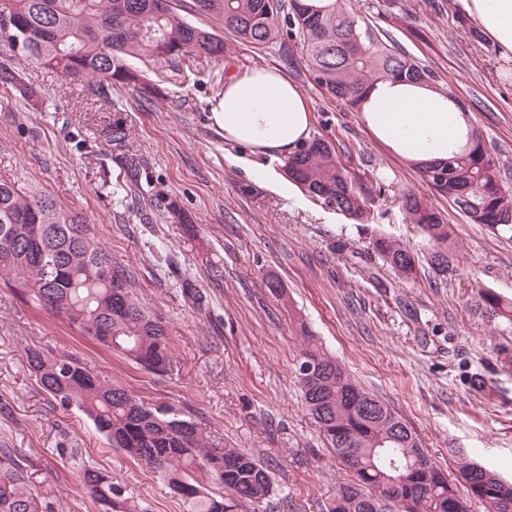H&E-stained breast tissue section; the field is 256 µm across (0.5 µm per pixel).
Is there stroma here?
I'll return each instance as SVG.
<instances>
[{"instance_id": "35a3bbf8", "label": "stroma", "mask_w": 512, "mask_h": 512, "mask_svg": "<svg viewBox=\"0 0 512 512\" xmlns=\"http://www.w3.org/2000/svg\"><path fill=\"white\" fill-rule=\"evenodd\" d=\"M425 59L484 135L512 183V72L462 15L458 0H341ZM275 69L307 99L312 135L347 146L353 176H385L443 210L460 262L448 275L427 263L429 246L405 223L392 194L376 197L377 218L359 224L322 207L269 163L270 178L245 167L260 154L225 140L210 107L239 62ZM37 91L38 107L0 86V176L34 184L66 209L85 214L99 242L171 331L176 368L145 371L61 319L24 290L0 281V448L22 457L50 512H96L79 479L87 462L109 472L144 512H185L163 479L108 444L76 408L61 406L29 371L31 348L73 353L101 379L153 405H169L209 442L258 457L281 512H326L353 476L327 448L297 378L304 334L362 387L387 402L432 458L455 473L452 448L512 478V319L480 291L512 299V240L473 224L379 141L360 113L329 101L300 51L205 63L183 80L149 58L128 64L154 86L143 96L114 86L93 100L60 70L18 54L8 61ZM128 134L125 152L105 140L113 119ZM385 234L420 258L400 277L373 253ZM279 282L272 295L269 280ZM207 297L197 311L184 294ZM481 373L477 393L467 378ZM78 449L80 460L68 449Z\"/></svg>"}]
</instances>
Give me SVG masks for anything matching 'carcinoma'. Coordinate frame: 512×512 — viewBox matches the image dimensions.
Listing matches in <instances>:
<instances>
[{
	"instance_id": "1",
	"label": "carcinoma",
	"mask_w": 512,
	"mask_h": 512,
	"mask_svg": "<svg viewBox=\"0 0 512 512\" xmlns=\"http://www.w3.org/2000/svg\"><path fill=\"white\" fill-rule=\"evenodd\" d=\"M175 0H0L13 25L0 21L4 52L16 51L55 66L84 93L102 99L119 83L134 89L141 75L129 57H149L179 67L216 60L224 39L213 28L190 23ZM237 42L261 53L298 43L315 83L325 95L358 110L379 82L403 79L438 90L465 110L426 62L385 31L359 20L339 0H194ZM0 83L31 101L35 92L0 64ZM114 148L126 147L123 121L108 127ZM430 187L474 224L512 238V186L474 128L448 159L415 165ZM288 178L327 207L366 223L378 190L351 178L334 142L314 137L288 156ZM404 220L431 246L438 273L457 265L445 216L411 191H402ZM374 252L399 275L416 272L415 255L384 234ZM0 280L28 290L51 314L104 346L159 375L174 371L166 322L136 299L125 271L91 233L90 222L39 190L0 177ZM27 360L39 386L62 407H75L114 448L160 474L187 512H236L248 501L272 510L269 471L237 448L207 444L197 426L169 406L148 404L118 383L104 381L68 352L30 349ZM306 365L315 371L306 375ZM304 404L340 464L354 476L340 487L328 512H512V480L461 459L455 480L433 461L413 428L375 395L358 387L316 346L302 350L298 367ZM206 473L229 496L215 497L194 477ZM81 483L97 512H141L137 499L112 474L84 464ZM0 512H44L24 465L0 448Z\"/></svg>"
}]
</instances>
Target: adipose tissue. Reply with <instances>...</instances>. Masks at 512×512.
<instances>
[{"instance_id": "adipose-tissue-1", "label": "adipose tissue", "mask_w": 512, "mask_h": 512, "mask_svg": "<svg viewBox=\"0 0 512 512\" xmlns=\"http://www.w3.org/2000/svg\"><path fill=\"white\" fill-rule=\"evenodd\" d=\"M502 62L512 63V0H460ZM224 138L257 148L269 157L288 154L310 135L304 95L280 72L251 69L224 85L212 108ZM361 115L374 135L408 161L447 159L463 141V112L431 88L401 81L377 83L365 95Z\"/></svg>"}]
</instances>
